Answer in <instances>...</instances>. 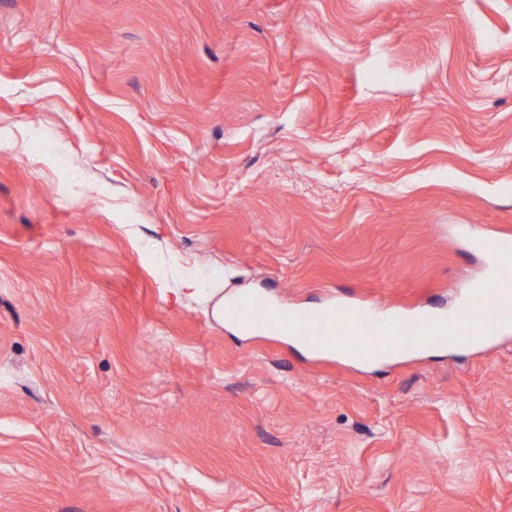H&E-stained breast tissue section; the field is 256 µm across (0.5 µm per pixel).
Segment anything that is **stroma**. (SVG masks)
<instances>
[{
    "label": "stroma",
    "instance_id": "stroma-1",
    "mask_svg": "<svg viewBox=\"0 0 512 512\" xmlns=\"http://www.w3.org/2000/svg\"><path fill=\"white\" fill-rule=\"evenodd\" d=\"M474 237L512 0H0V512H512V333L361 366L217 311L448 312Z\"/></svg>",
    "mask_w": 512,
    "mask_h": 512
}]
</instances>
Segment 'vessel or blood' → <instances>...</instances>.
<instances>
[{
  "mask_svg": "<svg viewBox=\"0 0 512 512\" xmlns=\"http://www.w3.org/2000/svg\"><path fill=\"white\" fill-rule=\"evenodd\" d=\"M224 315L241 329L268 328L312 352L339 349L356 360L398 357L437 344L485 345L512 332V254L500 258L497 274L469 288L456 309L441 318L389 315L378 307L304 315L250 294L227 301Z\"/></svg>",
  "mask_w": 512,
  "mask_h": 512,
  "instance_id": "b4317fda",
  "label": "vessel or blood"
}]
</instances>
